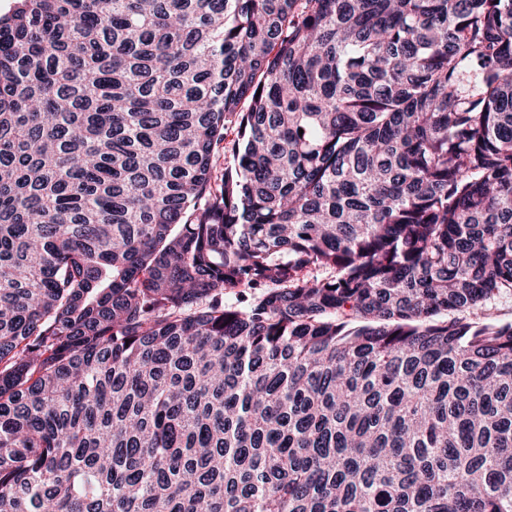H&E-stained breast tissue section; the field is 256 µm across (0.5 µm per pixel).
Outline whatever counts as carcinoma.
I'll return each instance as SVG.
<instances>
[{
    "instance_id": "carcinoma-1",
    "label": "carcinoma",
    "mask_w": 512,
    "mask_h": 512,
    "mask_svg": "<svg viewBox=\"0 0 512 512\" xmlns=\"http://www.w3.org/2000/svg\"><path fill=\"white\" fill-rule=\"evenodd\" d=\"M503 295L512 0L0 16V512H512ZM489 318L490 320L499 322L512 321V298H502L475 313V320Z\"/></svg>"
}]
</instances>
